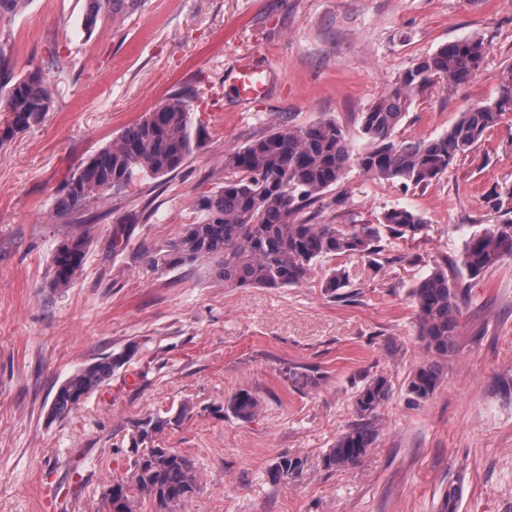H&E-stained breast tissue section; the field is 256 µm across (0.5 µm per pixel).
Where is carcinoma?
Wrapping results in <instances>:
<instances>
[{
  "mask_svg": "<svg viewBox=\"0 0 512 512\" xmlns=\"http://www.w3.org/2000/svg\"><path fill=\"white\" fill-rule=\"evenodd\" d=\"M143 0H88L84 28L94 31L99 16L133 14ZM488 53L478 38L445 44L424 56L400 76L395 86L366 112L361 113V133L368 146L354 151L344 128L334 119L307 126L282 125L246 146L224 152V186L197 200L195 220L183 226L166 243L147 249L144 258L156 268L185 264L214 265L226 288H287L305 283L317 262L337 257L370 258L384 251L383 233L392 238H413L425 224L416 212L394 207L375 224H333L318 220L310 211L355 167L372 180L402 187L426 188L462 156L474 153L485 133L512 112V74L498 97L460 113L448 131L431 141L401 142L396 128L408 109L411 96L435 82L450 89L471 81ZM0 107L10 118L0 126V146L42 125L53 107V92L45 69L21 78L7 69L0 44ZM192 131L190 105L183 94L172 95L154 111L128 125L112 143L89 159L66 182L56 200V211L74 212L119 194L143 177H163L180 169L197 147ZM491 207L503 216L466 240L460 266L478 277L512 258V189L494 192ZM89 234L83 231L64 240L52 257L51 287L62 290L82 273ZM345 273L331 268L322 288L332 299L347 301L342 292ZM418 336L427 358L414 369L407 391L413 402L426 400L440 384L443 364L459 346L460 291L448 278V260L438 263L412 289ZM124 355L106 358L76 371L56 390L50 414L64 418L112 376ZM292 385L318 388L325 376L316 367H288ZM392 397L383 377H370L356 391L355 421L341 433L322 457L323 467L338 470L359 464L374 444L380 410ZM261 400L242 390L224 403V413L240 419L257 417ZM170 424L161 416L133 424L130 452L134 483L107 481L112 493H102L109 512H132L142 498L153 512H178L200 490L195 463L172 448H158L153 440ZM269 473L273 481L302 476L300 457H278ZM461 485L448 482L439 512H459Z\"/></svg>",
  "mask_w": 512,
  "mask_h": 512,
  "instance_id": "carcinoma-1",
  "label": "carcinoma"
}]
</instances>
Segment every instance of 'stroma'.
Masks as SVG:
<instances>
[{"instance_id":"35a3bbf8","label":"stroma","mask_w":512,"mask_h":512,"mask_svg":"<svg viewBox=\"0 0 512 512\" xmlns=\"http://www.w3.org/2000/svg\"><path fill=\"white\" fill-rule=\"evenodd\" d=\"M85 12L86 0H28L0 23L14 76L59 61L44 125L0 148V512H107L104 484L131 472L133 422L157 413L170 421L160 446L200 474L181 512H438L452 480L459 512H512V398L499 390L512 377V258L456 277L467 291L459 350L432 396L414 405L407 392L425 358L411 290L441 259L457 262L478 225L497 223L488 196L512 185V112L429 187L353 168L324 195L327 222L365 224L406 207L426 223L375 259L333 260L349 273L350 301L325 295L320 269L295 287L228 288L206 265L164 270L142 256L223 186L225 151L277 125L333 118L354 149L366 147L361 112L441 45L476 36L489 51L469 83L413 96L397 140L437 138L460 112L496 99L512 72V0H144L131 16L101 15L90 34ZM244 63L269 86L247 105L234 88ZM176 93L190 95L202 138L185 165L56 214L77 168ZM118 224L129 243L116 253ZM84 229L82 274L52 290L55 249ZM118 353L125 360L108 381L50 418L60 384ZM289 365L326 380L294 388ZM372 376L393 392L373 446L357 466L324 469L355 419L353 393ZM243 389L262 401L250 421L223 413ZM285 453L304 458V474L272 481Z\"/></svg>"}]
</instances>
